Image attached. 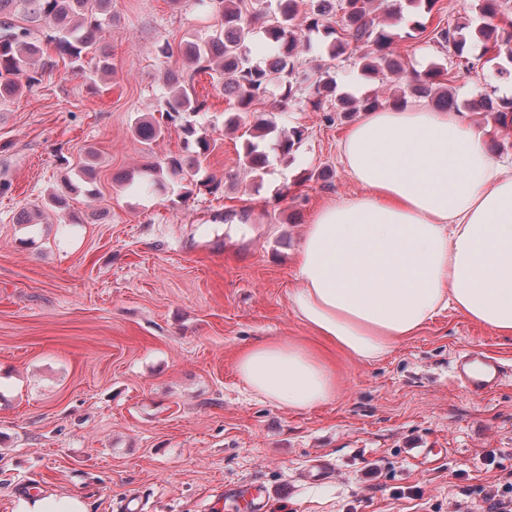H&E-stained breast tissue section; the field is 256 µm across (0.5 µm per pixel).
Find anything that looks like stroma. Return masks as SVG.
Here are the masks:
<instances>
[{"label": "stroma", "instance_id": "stroma-1", "mask_svg": "<svg viewBox=\"0 0 512 512\" xmlns=\"http://www.w3.org/2000/svg\"><path fill=\"white\" fill-rule=\"evenodd\" d=\"M375 8L396 53L412 68H447L487 149L511 155L512 125L473 105L501 95L512 57L475 41L468 70L408 36L420 22L476 20L475 0ZM112 16V74L59 66L0 104V512L43 492L81 497L88 512H216L225 490L252 487L268 512H487L483 491L512 490V337L449 308L363 362L316 337L289 300L316 211L362 192L339 153L351 121L326 116L310 81L326 71L338 92L385 102L399 77L371 81L353 61L302 52L298 101L261 106L275 129L259 142L268 164L256 176L220 83L197 75L207 109L190 120L216 146L196 179L218 190L190 192L167 174L149 185L143 164L185 151L177 131L148 145L135 131L157 119L166 73L182 64L157 46L207 39L216 17L195 0H112ZM294 127L304 139L282 155L275 143ZM56 192L69 212L53 208ZM24 211L38 221L19 223ZM269 339L320 350L335 398L292 410L253 393L237 358ZM470 352L506 368L497 389L474 396L454 381V361ZM319 459L332 472L310 477Z\"/></svg>", "mask_w": 512, "mask_h": 512}]
</instances>
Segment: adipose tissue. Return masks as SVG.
I'll list each match as a JSON object with an SVG mask.
<instances>
[{"instance_id": "1", "label": "adipose tissue", "mask_w": 512, "mask_h": 512, "mask_svg": "<svg viewBox=\"0 0 512 512\" xmlns=\"http://www.w3.org/2000/svg\"><path fill=\"white\" fill-rule=\"evenodd\" d=\"M459 110L426 105L366 113L340 143L360 195L314 215L289 299L313 332L363 362L455 307L512 335V168ZM241 379L281 407L336 395L315 350L269 340L238 359Z\"/></svg>"}]
</instances>
